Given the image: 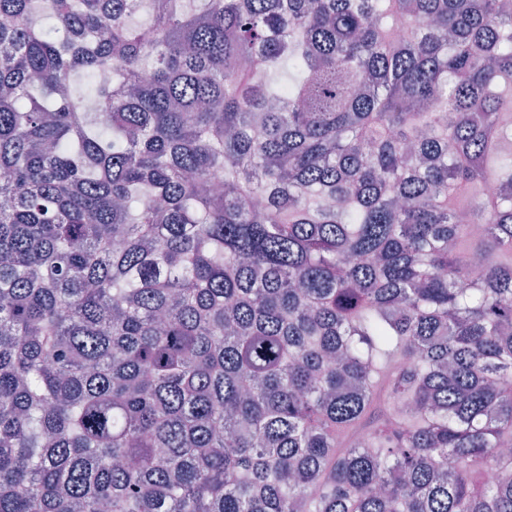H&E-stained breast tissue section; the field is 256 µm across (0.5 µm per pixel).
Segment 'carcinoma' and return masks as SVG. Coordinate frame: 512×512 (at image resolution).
I'll list each match as a JSON object with an SVG mask.
<instances>
[{
	"instance_id": "cac0c4a2",
	"label": "carcinoma",
	"mask_w": 512,
	"mask_h": 512,
	"mask_svg": "<svg viewBox=\"0 0 512 512\" xmlns=\"http://www.w3.org/2000/svg\"><path fill=\"white\" fill-rule=\"evenodd\" d=\"M511 85L504 0H0V512H512Z\"/></svg>"
}]
</instances>
